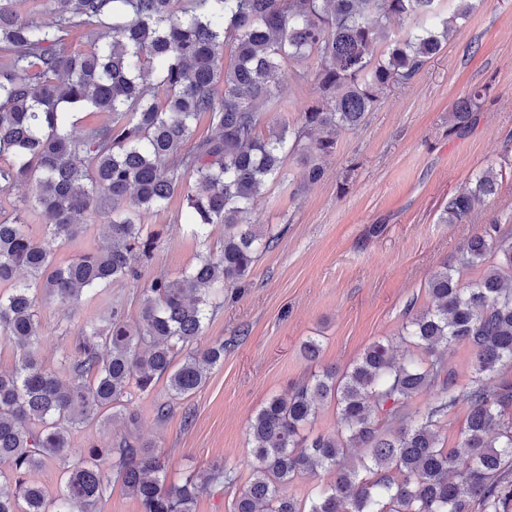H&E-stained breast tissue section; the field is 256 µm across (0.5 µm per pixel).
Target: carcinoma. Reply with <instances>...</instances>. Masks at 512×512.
I'll return each instance as SVG.
<instances>
[{
    "instance_id": "carcinoma-1",
    "label": "carcinoma",
    "mask_w": 512,
    "mask_h": 512,
    "mask_svg": "<svg viewBox=\"0 0 512 512\" xmlns=\"http://www.w3.org/2000/svg\"><path fill=\"white\" fill-rule=\"evenodd\" d=\"M438 0H47L49 22L21 16L19 0H0V191L32 182L33 195L0 213V333L15 347L13 371L0 373V512H96L119 481L141 512H195L197 498L235 481L222 467L167 482L166 459L127 441L73 448L68 431L105 422L131 391L167 376L171 404L202 388L224 360V342L193 347L224 305V286L246 280L274 235L241 214L282 176L288 155L303 161V181L324 176L322 158L336 150V129L359 127L387 87L413 79L441 51L472 9L459 0L440 17ZM413 17L403 39L387 23ZM82 32L87 46L69 49ZM314 57L316 98L301 122L259 134L282 106L279 73L292 76ZM157 75L155 87L146 78ZM224 84V94L216 93ZM489 88L453 101L448 135L475 120ZM76 110L108 120L71 131ZM205 116L214 134L194 139ZM489 167L473 187L450 198L442 224L462 222L496 193ZM184 194L190 227L204 236L224 225L221 250L180 276L142 286L139 265L160 247L142 212ZM49 220L43 236L28 232L29 213ZM112 216L107 242L64 266L53 246L85 233L83 217ZM481 266L480 278L460 275ZM25 274L29 282L17 285ZM113 282L140 289L141 319L119 305L102 320L83 318L74 352L59 371L41 362L43 299L75 302ZM431 306L409 312L402 335L409 355L396 359L378 341L344 373L313 372L284 395L270 397L249 420L252 477L228 512H509L512 503V381H490L512 368V228L475 234L456 264L430 278ZM450 343L472 355L469 382L438 355ZM182 361L174 363L178 354ZM433 404L412 408L422 391ZM336 407L337 432L312 434L322 406ZM467 427L454 448L441 433L459 405ZM49 461L63 466L60 496L28 480ZM326 480L305 500L287 494L307 473Z\"/></svg>"
}]
</instances>
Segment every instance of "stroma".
<instances>
[{
	"instance_id": "1",
	"label": "stroma",
	"mask_w": 512,
	"mask_h": 512,
	"mask_svg": "<svg viewBox=\"0 0 512 512\" xmlns=\"http://www.w3.org/2000/svg\"><path fill=\"white\" fill-rule=\"evenodd\" d=\"M460 31L409 82L389 86L381 105L357 129H339L337 148L314 185L301 178L299 156H289L282 179L269 184L246 216L279 237L258 257L251 276L229 289L223 308L210 314L202 344H224V361L195 394L156 415L168 399L166 378L133 392L126 409L103 424L71 430L72 447L121 439L149 444L168 462V479L229 465L235 482L203 495L196 512H226L249 483L248 421L270 397L311 375L315 367L344 370L378 340L397 354L408 307L426 308V284L443 262H457L485 225L512 220V0H474ZM281 78L287 109L269 122L299 125L315 93L309 78ZM490 97L473 128L448 134V106L481 85ZM498 174L499 191L476 205L460 224L439 218L448 199L471 187L486 168ZM182 195L143 216L161 234L154 258L141 268L142 283L177 277L207 250H219L224 227L211 226L208 241L190 234ZM122 306L129 323L140 319L135 289L114 283L78 302H41L42 362L55 370L77 331L70 314L100 316ZM321 344L318 363L300 346Z\"/></svg>"
}]
</instances>
